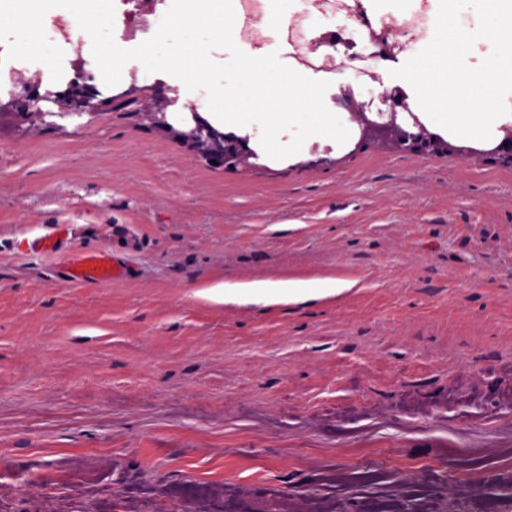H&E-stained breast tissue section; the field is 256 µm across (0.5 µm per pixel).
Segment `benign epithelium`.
I'll use <instances>...</instances> for the list:
<instances>
[{
	"mask_svg": "<svg viewBox=\"0 0 512 512\" xmlns=\"http://www.w3.org/2000/svg\"><path fill=\"white\" fill-rule=\"evenodd\" d=\"M147 98L151 102L148 112L154 125L162 131L170 130L165 97L159 92H150ZM56 99L68 114L78 117L99 111L107 105V100L99 98V91L95 87L77 82L56 95ZM349 109L360 125L356 144L358 148L374 142L394 151L411 150L431 155L444 153L459 157L476 154L474 150L453 145L430 132L417 119L414 120L413 126L403 128L393 116L387 121H380L376 116L366 113L362 104L352 102ZM192 120L194 127L189 132L181 134V137L209 164L218 167L236 166L254 157V152L248 148L246 139L233 133L216 130L196 112L192 113ZM481 154L512 165V135L505 137L500 145L481 151Z\"/></svg>",
	"mask_w": 512,
	"mask_h": 512,
	"instance_id": "obj_1",
	"label": "benign epithelium"
}]
</instances>
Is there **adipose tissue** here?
<instances>
[{"label":"adipose tissue","instance_id":"1","mask_svg":"<svg viewBox=\"0 0 512 512\" xmlns=\"http://www.w3.org/2000/svg\"><path fill=\"white\" fill-rule=\"evenodd\" d=\"M433 26L384 71L376 96L399 85L422 111V121L436 132L465 144L494 143L503 127L512 126V0H431ZM312 0H268L257 25L259 38L248 44L232 33L233 0H170L154 18L156 38L132 55L112 50L118 65L113 82L126 67L157 66L169 60L182 65L179 90L193 101L204 119L225 131H245L260 149L288 159L307 152L311 144L346 146L353 138L347 115L334 109L331 96L352 79V71L324 73L298 68L280 53L283 23ZM68 6L75 16L107 18L112 0H13L11 11L0 10V26L13 30L34 64L47 62L50 39L31 26L35 17ZM205 32L219 46L223 59L211 68L199 52L195 32ZM485 49L486 63L470 62L474 45ZM468 102L469 115L454 104ZM334 278L282 279L250 283L218 282L201 289L208 300L272 302L325 297L345 289Z\"/></svg>","mask_w":512,"mask_h":512}]
</instances>
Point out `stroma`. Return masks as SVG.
I'll return each instance as SVG.
<instances>
[{"label":"stroma","mask_w":512,"mask_h":512,"mask_svg":"<svg viewBox=\"0 0 512 512\" xmlns=\"http://www.w3.org/2000/svg\"><path fill=\"white\" fill-rule=\"evenodd\" d=\"M0 128V512H502L512 502V167L313 144L213 167L170 68ZM161 86L173 132L137 101ZM67 225L52 256L33 243ZM105 250L125 279L69 282ZM331 276L297 303L218 281ZM55 95L57 102L61 104L62 108L68 112L66 115L82 116L83 114H93L106 107L107 99H100L94 102L99 97V91L94 86H87L85 84L73 83L65 91L58 92ZM351 284L336 278L282 279L250 283L218 282L201 289L199 294L208 300L272 302L283 297L295 300L336 295Z\"/></svg>","instance_id":"stroma-1"}]
</instances>
